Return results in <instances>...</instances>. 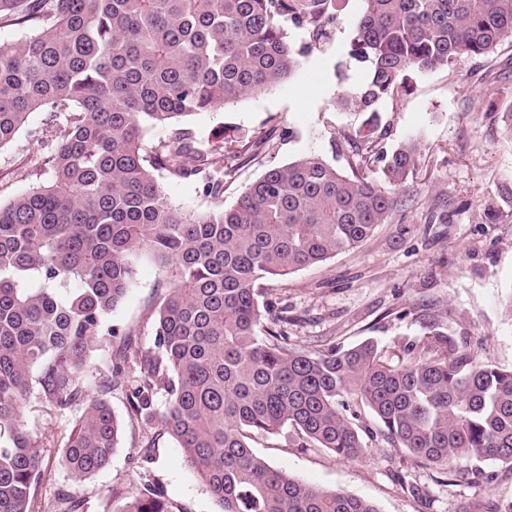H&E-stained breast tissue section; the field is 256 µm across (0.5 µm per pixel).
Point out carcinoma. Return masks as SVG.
I'll return each mask as SVG.
<instances>
[{
    "instance_id": "carcinoma-1",
    "label": "carcinoma",
    "mask_w": 512,
    "mask_h": 512,
    "mask_svg": "<svg viewBox=\"0 0 512 512\" xmlns=\"http://www.w3.org/2000/svg\"><path fill=\"white\" fill-rule=\"evenodd\" d=\"M337 0H0V149L35 112L54 122L47 182L0 204V512H32L43 478L40 445L23 412L83 406L63 463L88 479L110 462L123 422L105 396L126 378L128 414L159 425L182 448L220 512H379L370 501L309 486L256 454V436L283 430L297 448L348 460L369 452L343 413L360 399L383 440L455 481L466 457L512 468V370L465 351L466 335L435 316L423 339L390 355L372 340L304 351L288 307L271 314L264 282L357 247L397 208L395 191L419 165L414 139L391 152L368 129L335 143L351 174L304 155L267 170L230 209L171 203L163 174L223 193L224 172L189 165L188 117L275 87L331 37ZM349 55L365 82L336 100L376 112L412 75L483 62L512 41V0H363ZM306 32L296 45L288 25ZM512 139V100L493 105ZM168 140L151 144L149 129ZM380 173L370 174L373 163ZM512 215V183L501 186ZM169 268L154 350L111 352L89 377L106 320L144 254ZM165 393L163 409L155 406ZM114 512H175L144 485Z\"/></svg>"
}]
</instances>
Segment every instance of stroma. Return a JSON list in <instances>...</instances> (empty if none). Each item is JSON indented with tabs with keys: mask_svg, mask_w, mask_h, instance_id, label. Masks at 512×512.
<instances>
[{
	"mask_svg": "<svg viewBox=\"0 0 512 512\" xmlns=\"http://www.w3.org/2000/svg\"><path fill=\"white\" fill-rule=\"evenodd\" d=\"M363 7V0H345L332 41L302 57L289 80L187 120L200 152H208L219 135L229 148L222 195L205 196L195 184L168 175L161 183L176 206L230 208L268 169L298 157L315 154L347 169L334 142L365 123H372L387 151L419 140L418 169L399 189L400 202L389 223L377 226L356 248L272 280V302L287 306L295 322L293 341L306 351L323 345L347 348L368 338L390 351L418 338L424 316L434 315L467 332L468 352L511 369L512 319L504 306L512 298V219L493 224L486 214L501 206L499 189L512 181V142L487 112L490 103L512 99V70L502 81L484 84L475 64L464 59L455 71L414 76L411 94L383 100L374 115L338 110L337 97L363 76L349 55ZM54 144L48 113L31 115L0 150V203L48 180L45 160ZM443 211L448 214L444 224L435 219ZM167 286L166 268L143 258L107 320L120 333L102 337L91 358L94 373H107L111 351L119 344L139 351L153 347ZM110 402L126 419L121 445L108 468L81 480L61 462L81 407L58 412L30 398L25 424L40 445L44 469L33 512H60L64 493L77 512H113L146 484L180 512H219L176 441L128 417L122 390H114ZM254 450L303 483L364 498L379 512H472L484 501L512 503V468L496 462L482 463L471 481L445 485L404 449L379 439L359 461L321 448L294 447L284 434L258 439Z\"/></svg>",
	"mask_w": 512,
	"mask_h": 512,
	"instance_id": "35a3bbf8",
	"label": "stroma"
}]
</instances>
